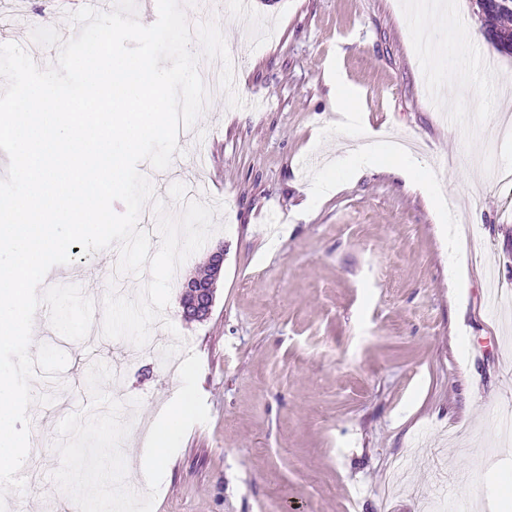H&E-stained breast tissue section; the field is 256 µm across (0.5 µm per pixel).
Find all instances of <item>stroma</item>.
Segmentation results:
<instances>
[{
	"instance_id": "1",
	"label": "stroma",
	"mask_w": 512,
	"mask_h": 512,
	"mask_svg": "<svg viewBox=\"0 0 512 512\" xmlns=\"http://www.w3.org/2000/svg\"><path fill=\"white\" fill-rule=\"evenodd\" d=\"M455 28L432 33L446 69L443 102L424 89V67L409 26L410 0H210L187 7L190 24L216 20L238 60L232 109L211 97L185 131L167 169L154 171L155 196L180 215L190 182L200 202L222 204L220 229L180 267L165 323L152 347L126 366L122 416L136 434L176 396L178 359L195 353L209 420L192 426L167 464L153 512H422L420 490L446 479L441 512H512V453L496 452L499 420L512 416V312L491 307L496 275L512 292V141L495 131L512 90V56L487 41L471 0H456ZM54 0H0L13 43L36 48ZM472 45L459 63V43ZM358 96L373 129L417 157L447 187L466 172L473 200H461L463 229L478 228L465 264L452 270L435 214L402 181L377 169H336L353 137H336L341 115L333 84ZM335 174L342 189L308 204L305 188ZM224 264L207 319L181 315L184 279L201 273L216 245ZM72 264L49 270L43 287L76 284L95 303L88 337L73 341L39 309L40 343L68 364L56 380L36 376L29 408L28 512H62L69 497L51 474L60 458L57 425L90 406L93 363L112 365L130 341L102 334L103 300L118 251L74 248ZM499 472L496 484L484 481Z\"/></svg>"
}]
</instances>
